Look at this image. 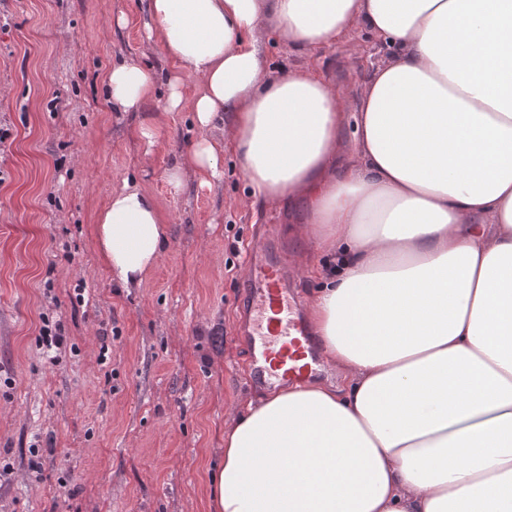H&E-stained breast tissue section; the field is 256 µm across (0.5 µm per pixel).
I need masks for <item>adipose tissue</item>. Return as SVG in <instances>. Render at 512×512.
Returning a JSON list of instances; mask_svg holds the SVG:
<instances>
[{"instance_id":"obj_1","label":"adipose tissue","mask_w":512,"mask_h":512,"mask_svg":"<svg viewBox=\"0 0 512 512\" xmlns=\"http://www.w3.org/2000/svg\"><path fill=\"white\" fill-rule=\"evenodd\" d=\"M147 49L174 73L145 158L190 105L167 171L203 185L233 154L242 206L303 200L329 263L309 321L339 386L294 384L231 410L208 512H512V0H145ZM302 55L365 29L389 51L352 94L271 74L265 35ZM111 111L156 95L117 62ZM353 97V112L345 99ZM354 123L353 145L339 134ZM169 214L123 180L94 214L112 279L140 287Z\"/></svg>"}]
</instances>
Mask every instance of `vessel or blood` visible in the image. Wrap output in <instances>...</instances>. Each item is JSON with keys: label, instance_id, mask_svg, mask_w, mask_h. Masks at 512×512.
<instances>
[{"label": "vessel or blood", "instance_id": "b4317fda", "mask_svg": "<svg viewBox=\"0 0 512 512\" xmlns=\"http://www.w3.org/2000/svg\"><path fill=\"white\" fill-rule=\"evenodd\" d=\"M250 264L244 283L252 314L247 332L259 343L252 368L282 380H304L315 373L319 359L311 331L295 307L287 267L264 239L252 247Z\"/></svg>", "mask_w": 512, "mask_h": 512}]
</instances>
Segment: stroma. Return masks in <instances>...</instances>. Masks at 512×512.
<instances>
[{"instance_id":"obj_1","label":"stroma","mask_w":512,"mask_h":512,"mask_svg":"<svg viewBox=\"0 0 512 512\" xmlns=\"http://www.w3.org/2000/svg\"><path fill=\"white\" fill-rule=\"evenodd\" d=\"M144 41L141 0H0V512H207L225 418L265 393L241 288L260 216L290 266L329 260L303 204L241 206L249 185L233 155L212 187L189 178L169 194L166 172L193 142L189 110L170 115L166 147L142 164L136 128L161 103L110 111L103 76L137 56L166 78L171 63ZM266 52L270 70L310 64L341 91L386 54L362 29L309 58L271 33ZM126 178L170 214L139 288L111 280L93 236L95 210ZM45 316L62 320L65 349L37 344Z\"/></svg>"}]
</instances>
